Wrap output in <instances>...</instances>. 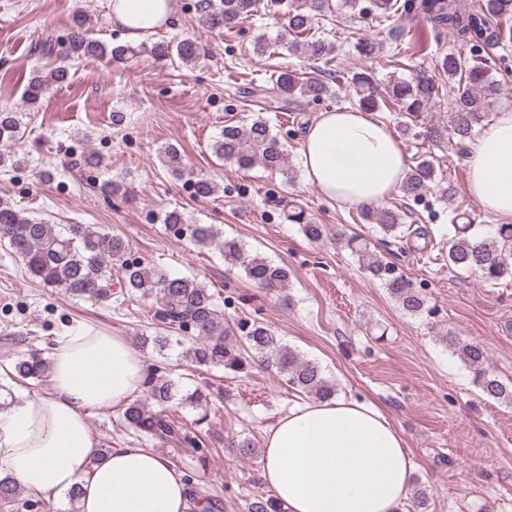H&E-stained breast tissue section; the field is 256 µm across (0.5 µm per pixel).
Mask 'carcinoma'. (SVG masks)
I'll return each instance as SVG.
<instances>
[{"mask_svg":"<svg viewBox=\"0 0 512 512\" xmlns=\"http://www.w3.org/2000/svg\"><path fill=\"white\" fill-rule=\"evenodd\" d=\"M279 16L285 20L284 33L288 51L313 65V71L302 72L294 65L281 66L270 76L273 89L285 104L300 99L319 100L329 91V82L347 84L354 92L355 104L363 112H396L397 127L404 136L423 138L434 145H463L487 118L501 91L492 52L512 45V0H480L477 8L464 11L457 0H273ZM257 0H220L206 3V22L213 30L231 29L249 19ZM372 19L384 27L385 41L364 35L353 43L359 57L371 62L378 59L382 43L390 45V58L406 66L408 48L402 45L404 23L423 18L435 35L448 31L460 42L459 49L439 54L438 75L416 68L412 76L391 80L384 86L376 82L374 72L361 70L352 74L341 70H323L318 63L332 62L336 45L318 34L315 20L333 12ZM72 56L109 57L116 63L137 57L141 49L131 44L107 48L88 37L82 26L69 33ZM158 61L194 64L205 55L197 40L185 37L176 41H160L151 47ZM68 68L58 65L47 74L30 78L24 100L36 104L51 84L64 82ZM447 105L446 115L439 118L434 110ZM20 112L0 111V142L17 144L22 138ZM220 162H233L243 169L260 165L270 171L286 173L285 147L272 132L269 122L256 116L247 126L234 123L210 146ZM165 166L175 176L183 175L179 149L167 145L162 151ZM437 190L442 200L453 204L456 191L437 179L433 161L425 157L410 168L401 190L414 201ZM287 218L300 225L302 234L311 242L327 235V228L316 223L307 212L291 201L283 204ZM451 234L448 236V267L472 271L484 283L495 285L512 278V224H493L482 228L473 223L470 213L458 207L451 209ZM361 218L376 226L382 238L394 237L403 226V213L393 207H374L361 212ZM162 223L169 230L202 247L220 252L224 261L243 269L247 278L266 291L288 286V268L265 258L249 254L244 244L224 236L215 224H190L178 210L164 213ZM336 241L362 261V270L384 285L401 309L410 315L427 311L426 297L416 282L398 271L382 254L369 251L358 236L336 232ZM6 247L24 264L26 274L47 288H55L104 304L112 298V264L120 265L126 288L140 298H153L159 307L158 319L191 331L186 354L196 367H223L242 372L259 361L274 366L293 390L317 400L335 395V385L320 366L301 357L283 345L272 328L260 321L239 322L232 328L224 324V310L215 293L196 278L172 273L150 262L128 261L123 239L106 235L85 224H48L36 217L25 216L0 199V247ZM448 348L473 370L475 385L488 397L512 402V383H506L486 366L483 346L463 340L453 333L443 337ZM182 344L170 336H141L140 349L149 346L161 352L172 344ZM50 362L38 353L18 358L6 376L12 380H31L38 384L48 376ZM191 407L198 411L194 424L199 426L209 417L207 394L196 388L183 391L170 379L152 374L144 382L143 398L120 409V420L142 436L165 441L177 439L197 450L202 442L176 424L174 412ZM21 487L0 479V501L15 502ZM247 512H282L271 494L259 493L247 503Z\"/></svg>","mask_w":512,"mask_h":512,"instance_id":"carcinoma-1","label":"carcinoma"}]
</instances>
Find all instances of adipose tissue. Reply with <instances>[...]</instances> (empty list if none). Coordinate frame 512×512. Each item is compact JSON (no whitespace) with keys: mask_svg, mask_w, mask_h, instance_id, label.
<instances>
[{"mask_svg":"<svg viewBox=\"0 0 512 512\" xmlns=\"http://www.w3.org/2000/svg\"><path fill=\"white\" fill-rule=\"evenodd\" d=\"M172 0H112V20L139 42L169 23ZM306 180L346 207H377L409 170L393 130L369 113H319L300 148ZM467 188L495 219L512 220V107L465 144ZM147 365L127 338L79 328L51 356L48 396L0 410V475L57 497L78 491L79 512H201L184 475L159 452L119 446L94 460L90 409L143 391ZM414 463L400 432L376 405L344 395L296 399L263 438L261 477L284 512H397Z\"/></svg>","mask_w":512,"mask_h":512,"instance_id":"obj_1","label":"adipose tissue"}]
</instances>
